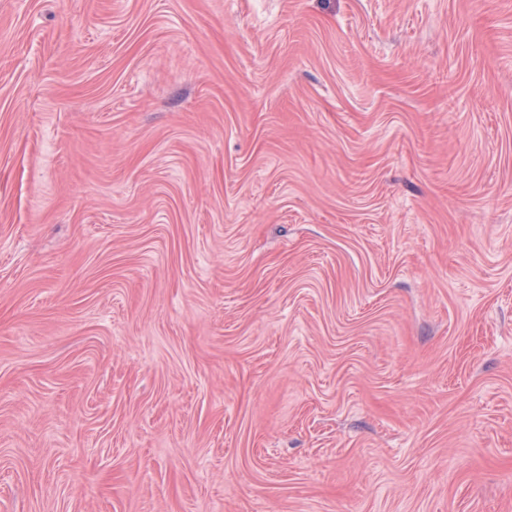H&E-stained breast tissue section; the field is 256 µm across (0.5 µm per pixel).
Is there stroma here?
Here are the masks:
<instances>
[{
	"mask_svg": "<svg viewBox=\"0 0 512 512\" xmlns=\"http://www.w3.org/2000/svg\"><path fill=\"white\" fill-rule=\"evenodd\" d=\"M0 512H512V0H0Z\"/></svg>",
	"mask_w": 512,
	"mask_h": 512,
	"instance_id": "1",
	"label": "stroma"
}]
</instances>
